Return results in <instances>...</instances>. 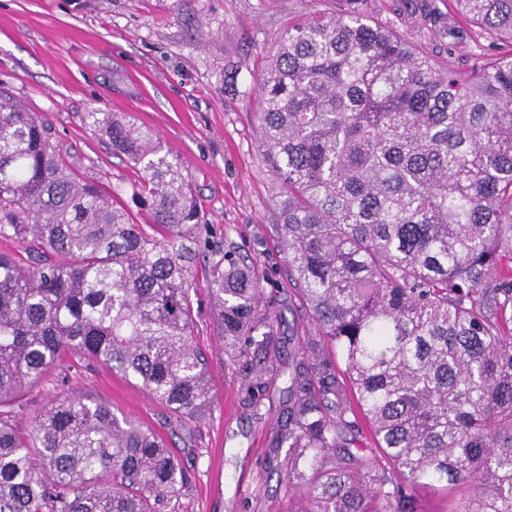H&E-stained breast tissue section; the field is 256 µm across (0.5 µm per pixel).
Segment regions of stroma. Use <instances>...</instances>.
Returning <instances> with one entry per match:
<instances>
[{"instance_id":"35a3bbf8","label":"stroma","mask_w":512,"mask_h":512,"mask_svg":"<svg viewBox=\"0 0 512 512\" xmlns=\"http://www.w3.org/2000/svg\"><path fill=\"white\" fill-rule=\"evenodd\" d=\"M359 11L429 51L435 67L481 64L495 48L475 40L448 0H0V87L45 114L80 174L133 206L140 173L85 121L131 113L184 163L207 229L200 249L195 343L208 361L213 406L182 425L165 407L105 367L68 359L17 410L28 425L53 396L83 393L163 436L187 482L163 512H287L289 494L266 469L269 429L288 395L277 376L224 352L209 298V270L226 242L256 258L270 279L294 349L315 329L288 283L276 227L275 185L258 150L256 77L275 37L313 12ZM455 25L456 41L433 40Z\"/></svg>"}]
</instances>
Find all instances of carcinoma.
Listing matches in <instances>:
<instances>
[{
  "instance_id": "cac0c4a2",
  "label": "carcinoma",
  "mask_w": 512,
  "mask_h": 512,
  "mask_svg": "<svg viewBox=\"0 0 512 512\" xmlns=\"http://www.w3.org/2000/svg\"><path fill=\"white\" fill-rule=\"evenodd\" d=\"M453 2L498 48L477 67L438 70L386 25L319 12L275 38L257 83L288 277L316 329L268 440L290 512H417L419 487L443 512H512V0ZM86 121L141 171L148 223L0 91V239L27 254L0 253V512H161L183 484L163 439L101 401L60 396L19 426L15 408L71 357L184 422L211 407L183 162L129 113ZM210 277L226 353L280 373L263 272L230 242ZM360 416L391 470L350 450Z\"/></svg>"
}]
</instances>
